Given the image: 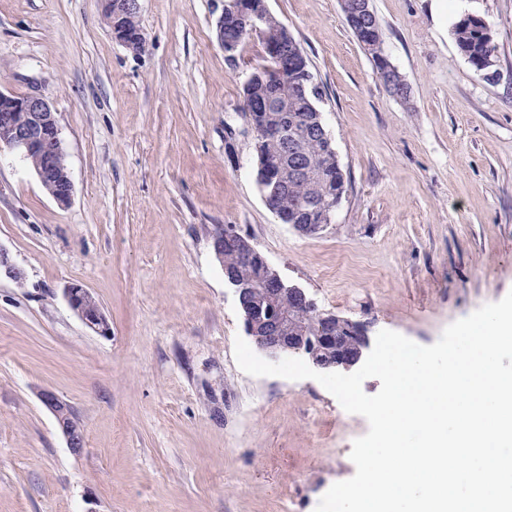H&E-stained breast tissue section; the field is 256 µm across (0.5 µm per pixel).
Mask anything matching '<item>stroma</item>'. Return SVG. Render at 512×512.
I'll return each instance as SVG.
<instances>
[{"instance_id":"1","label":"stroma","mask_w":512,"mask_h":512,"mask_svg":"<svg viewBox=\"0 0 512 512\" xmlns=\"http://www.w3.org/2000/svg\"><path fill=\"white\" fill-rule=\"evenodd\" d=\"M309 60L347 190L333 224L278 221L255 178L241 87L211 0H141L146 50L101 0H0V91L56 113L73 184L59 204L0 146V512H315L350 479L359 415L312 379L254 377L234 355L238 299L211 245L232 225L320 310L415 343L512 291V0H371L391 95L340 0H267ZM495 30L497 77L452 29ZM112 333L85 327L70 284ZM85 432L69 448L40 394ZM65 295L71 308L90 331L100 336L111 334V328L103 310L90 306L92 295L86 288L79 284H72L65 289Z\"/></svg>"}]
</instances>
